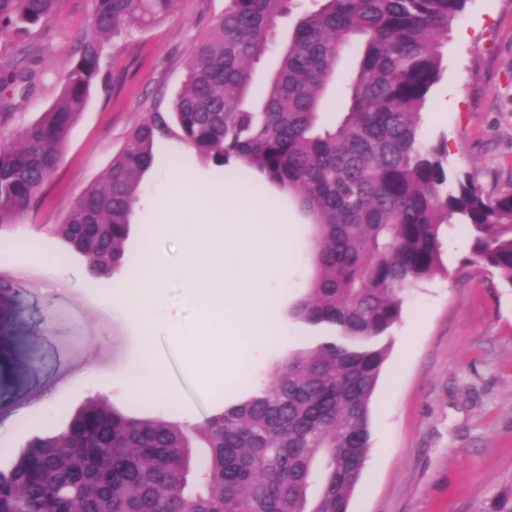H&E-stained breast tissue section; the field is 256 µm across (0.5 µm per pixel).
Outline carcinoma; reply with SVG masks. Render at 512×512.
<instances>
[{
	"label": "carcinoma",
	"instance_id": "1",
	"mask_svg": "<svg viewBox=\"0 0 512 512\" xmlns=\"http://www.w3.org/2000/svg\"><path fill=\"white\" fill-rule=\"evenodd\" d=\"M58 2L0 0V38L41 25ZM465 2L313 0L254 97V65L292 0H228L188 62L183 90L131 131L104 182L86 185L63 221L38 229L90 277L119 271L155 144L175 125L200 159L257 173L315 225V274L288 311L303 345L200 424L135 418L106 395L90 399L0 468V512H348L402 294L439 271L450 221L469 228L468 262L512 287V193L491 196L468 176H449L445 148L420 133L442 42ZM176 3L93 0L58 98L16 138H0V235L19 232L57 172L106 40L167 18ZM353 43L343 108L328 120L321 104ZM31 54L0 63L1 109L32 78ZM193 448L205 449L195 463ZM482 512H512V488Z\"/></svg>",
	"mask_w": 512,
	"mask_h": 512
}]
</instances>
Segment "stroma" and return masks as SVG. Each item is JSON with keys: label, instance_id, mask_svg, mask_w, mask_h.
I'll return each instance as SVG.
<instances>
[{"label": "stroma", "instance_id": "stroma-1", "mask_svg": "<svg viewBox=\"0 0 512 512\" xmlns=\"http://www.w3.org/2000/svg\"><path fill=\"white\" fill-rule=\"evenodd\" d=\"M225 5L178 0L165 20L108 41L100 80L70 132L62 163L23 218L35 248L19 253L0 246V449L22 451L30 437L58 430L98 394L132 417L170 414L201 422L298 347L300 331L289 327L280 346L248 354L245 382L200 388L181 337L144 341L108 303L116 278L91 279L77 261L54 264L56 243L35 230L58 223L71 199L104 177L155 99L177 96L196 44ZM91 16V0H60L42 25L0 39L1 60L35 49L33 86L0 118V135L17 134L57 99ZM442 53L421 134L445 142L449 171L471 175L487 193H511L512 0H467ZM156 152L159 165L144 178L141 198L157 195L172 165L209 190H222L224 173L189 159L176 137L159 139ZM291 231L299 250L288 281L293 303L314 275L309 245L315 228L301 219ZM468 255V229L455 225L442 247L443 271L403 295L372 400L368 465L349 512H480L512 485V287L468 263ZM148 349L166 365V386L175 395L168 404L134 397L123 385ZM54 392L61 398L53 411L21 419L23 410Z\"/></svg>", "mask_w": 512, "mask_h": 512}]
</instances>
